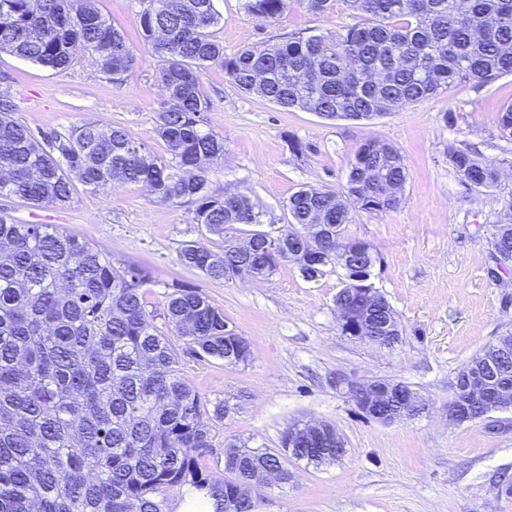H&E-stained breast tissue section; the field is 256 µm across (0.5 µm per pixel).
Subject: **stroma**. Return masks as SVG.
<instances>
[{
  "label": "stroma",
  "mask_w": 512,
  "mask_h": 512,
  "mask_svg": "<svg viewBox=\"0 0 512 512\" xmlns=\"http://www.w3.org/2000/svg\"><path fill=\"white\" fill-rule=\"evenodd\" d=\"M95 3L127 36L137 67L116 83L83 53L59 72L2 51L0 75L10 79L13 116L45 135L88 122L120 127L152 158L167 159L155 131L161 60L141 39L139 0ZM214 6L221 21L213 35L228 55L355 22L345 0H334L322 14L288 0L277 23L248 16L241 0H214ZM202 90L212 101L203 128L224 138V159L212 168L208 191L249 196L276 231L285 229V204L297 190L344 191L366 140L401 152L407 180L399 206L384 212L353 207L345 227L346 238L372 247L370 281L400 321L394 348L342 334L334 304L347 279L342 267H327L310 282L285 263L268 279L227 283L179 264L181 245L200 237L192 206L158 201L144 184L102 193L78 182L66 207L0 197V211L18 223L52 224L86 240L114 267L146 268L152 277L148 310L162 309L172 282L203 288L229 327L249 341L251 357L239 365L180 356L179 374L190 387L237 407L231 420L208 421L206 466L215 478L226 476L230 441L275 453L288 428L306 421L328 423L343 437L346 452L333 463L288 462L290 481L262 489L263 512H512V410L496 413L499 431L483 419H448L458 369L512 332V269L489 274L499 201L512 195V136L498 124L500 107L512 103V76L459 84L364 121L284 111L241 92L217 66L205 72ZM290 137L301 152L289 149ZM452 145L493 163L497 188L480 192L462 182L448 161ZM339 375L403 382L427 400L429 411L394 423L373 420L336 391Z\"/></svg>",
  "instance_id": "obj_1"
}]
</instances>
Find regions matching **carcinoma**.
Instances as JSON below:
<instances>
[{
    "label": "carcinoma",
    "instance_id": "obj_1",
    "mask_svg": "<svg viewBox=\"0 0 512 512\" xmlns=\"http://www.w3.org/2000/svg\"><path fill=\"white\" fill-rule=\"evenodd\" d=\"M285 0H243L242 9L276 22ZM140 35L164 58L165 96L156 132L169 161L118 127L85 123L42 138L12 118L0 88V196L31 206H64L72 177L95 191L144 183L155 197L193 206L203 240L187 241L178 261L205 277L257 271L267 279L295 262L301 239L288 234L241 252L231 245L239 224H261L245 195L206 190L210 166L224 158V137L202 128L212 107L201 88L212 66L241 91L285 110L334 120L372 117L421 102L463 82L512 75V0H346L358 22L319 35L292 37L224 54L213 37L214 0H140ZM63 71L76 52L95 58L120 81L137 65L127 37L93 0H0V51ZM471 186L496 187L491 163L448 148ZM392 145H365L345 190L304 187L286 204L289 226L321 224L319 263L299 268L313 281L336 264V239L351 223V204L395 208L406 182ZM492 245L496 267L512 266V196L502 207ZM217 236L223 251L205 240ZM148 270H121L101 250L53 224H19L0 215V512H172L170 495L192 490L212 512H256L265 471L288 475L280 453L240 450L228 463L240 486L215 480L205 457L207 415L224 419V402L202 397L178 376V349L228 365L249 356L247 340L225 332L224 312L201 288L175 283L158 316L146 309ZM491 386L512 389V358L495 363Z\"/></svg>",
    "mask_w": 512,
    "mask_h": 512
}]
</instances>
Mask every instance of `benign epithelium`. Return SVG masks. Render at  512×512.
Wrapping results in <instances>:
<instances>
[{"label":"benign epithelium","mask_w":512,"mask_h":512,"mask_svg":"<svg viewBox=\"0 0 512 512\" xmlns=\"http://www.w3.org/2000/svg\"><path fill=\"white\" fill-rule=\"evenodd\" d=\"M369 251V246L363 241L346 240L336 248V264L347 270L349 288L347 298L336 303V313L339 316L341 331L349 336L367 339L380 347H393L400 341L396 329L390 324L378 328L368 321L367 317H356L352 301L367 309L372 304L386 305L385 299L377 290L368 287L373 262L356 263L353 256ZM334 386L345 394L354 406L365 416L384 423H392L413 416L419 393L408 389L402 393L399 408L394 411L386 409L395 386L383 379L358 381L344 375L336 377ZM463 392L477 403L480 409L478 417L487 418L507 407V396L489 394L486 390L485 378L482 372L476 370L465 379ZM303 441L317 443L324 448H343L345 442L339 433L326 423H307L288 429L289 456H294L297 445Z\"/></svg>","instance_id":"obj_1"}]
</instances>
